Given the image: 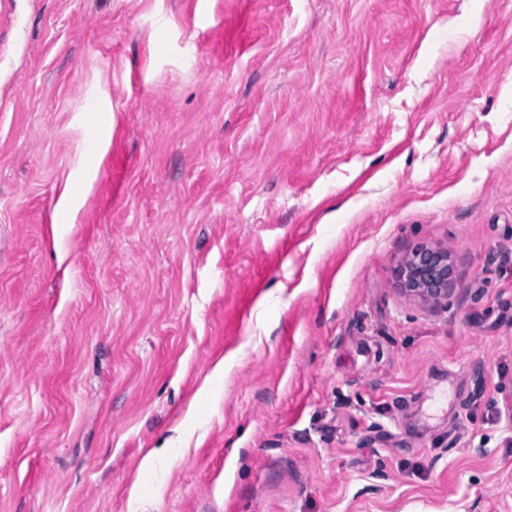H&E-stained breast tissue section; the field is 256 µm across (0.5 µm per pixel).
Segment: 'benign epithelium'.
Listing matches in <instances>:
<instances>
[{"label":"benign epithelium","mask_w":512,"mask_h":512,"mask_svg":"<svg viewBox=\"0 0 512 512\" xmlns=\"http://www.w3.org/2000/svg\"><path fill=\"white\" fill-rule=\"evenodd\" d=\"M403 291L427 301L448 299L453 288L451 255L444 250L421 247L411 253L400 268Z\"/></svg>","instance_id":"7a95c632"}]
</instances>
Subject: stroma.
<instances>
[{"label":"stroma","mask_w":512,"mask_h":512,"mask_svg":"<svg viewBox=\"0 0 512 512\" xmlns=\"http://www.w3.org/2000/svg\"><path fill=\"white\" fill-rule=\"evenodd\" d=\"M0 512H512V0H0ZM453 264L446 250L421 247L411 253L400 268L402 289L415 298L448 301L452 293Z\"/></svg>","instance_id":"35a3bbf8"}]
</instances>
